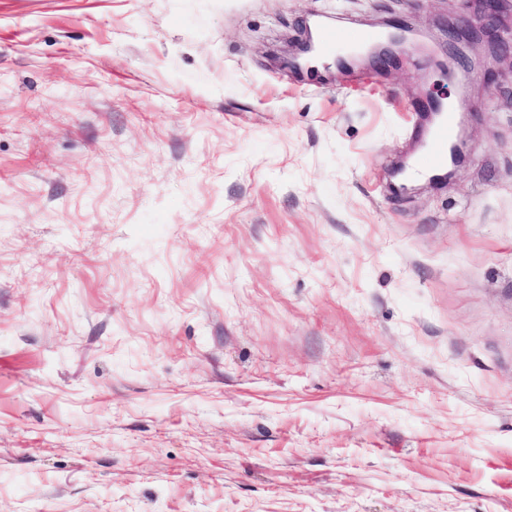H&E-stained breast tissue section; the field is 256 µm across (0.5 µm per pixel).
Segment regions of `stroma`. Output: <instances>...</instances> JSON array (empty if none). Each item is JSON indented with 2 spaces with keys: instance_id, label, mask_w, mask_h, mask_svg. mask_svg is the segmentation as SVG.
Returning a JSON list of instances; mask_svg holds the SVG:
<instances>
[{
  "instance_id": "1",
  "label": "stroma",
  "mask_w": 512,
  "mask_h": 512,
  "mask_svg": "<svg viewBox=\"0 0 512 512\" xmlns=\"http://www.w3.org/2000/svg\"><path fill=\"white\" fill-rule=\"evenodd\" d=\"M461 0H0V512H512V59L417 152L429 56L319 16ZM420 33L415 28L405 24H389L385 38L361 50L350 52L346 59L337 64L340 69H347L358 60L367 58L378 60L383 64H392L399 53L408 46H413ZM372 33L352 28H331L323 32V43L320 45V51L324 55H330L333 52L346 45H352L367 41L372 38ZM441 112L445 116L433 127L427 149L415 160L413 170L417 173H430L448 165V147L455 135L457 118L450 107Z\"/></svg>"
}]
</instances>
